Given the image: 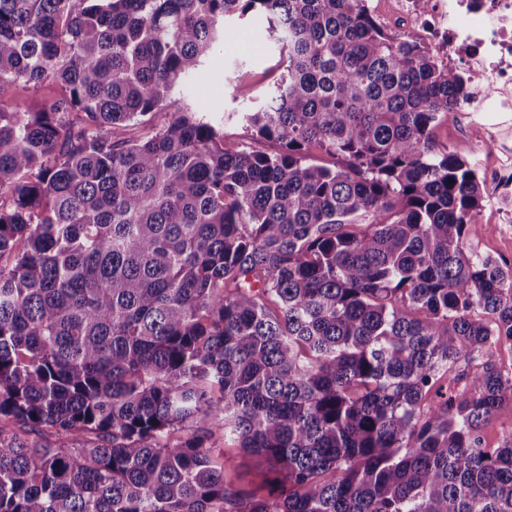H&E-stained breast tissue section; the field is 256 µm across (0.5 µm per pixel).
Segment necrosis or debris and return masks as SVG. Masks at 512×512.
<instances>
[{
    "label": "necrosis or debris",
    "mask_w": 512,
    "mask_h": 512,
    "mask_svg": "<svg viewBox=\"0 0 512 512\" xmlns=\"http://www.w3.org/2000/svg\"><path fill=\"white\" fill-rule=\"evenodd\" d=\"M370 9L383 28L459 64L494 111L512 109V0H371Z\"/></svg>",
    "instance_id": "4bbe7bcc"
}]
</instances>
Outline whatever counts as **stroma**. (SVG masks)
Returning <instances> with one entry per match:
<instances>
[{"instance_id": "obj_1", "label": "stroma", "mask_w": 512, "mask_h": 512, "mask_svg": "<svg viewBox=\"0 0 512 512\" xmlns=\"http://www.w3.org/2000/svg\"><path fill=\"white\" fill-rule=\"evenodd\" d=\"M266 22L251 15L231 20L225 40L235 53L216 48L205 67L185 85L179 98L171 99V110L187 104L200 105L210 119L223 127L224 146L230 150H271L269 142L252 138L242 121L246 112L256 111L264 102V92L272 81L271 66L279 51L271 42ZM436 148L464 145L483 179L485 206L479 216L478 231L466 242L467 250L491 257L500 265H512V212L502 209L500 199L512 195V177L504 163V147L512 146V112H485L472 118L450 112L433 131ZM231 465L225 480L240 498L268 496L281 474L264 458L245 453L235 443L223 447Z\"/></svg>"}]
</instances>
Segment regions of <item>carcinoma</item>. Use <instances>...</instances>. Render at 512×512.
<instances>
[{"label":"carcinoma","instance_id":"cac0c4a2","mask_svg":"<svg viewBox=\"0 0 512 512\" xmlns=\"http://www.w3.org/2000/svg\"><path fill=\"white\" fill-rule=\"evenodd\" d=\"M248 13L273 153L166 111ZM473 96L365 0H0V512H512V366H470L512 346V268L464 250L483 182L433 141ZM60 95V88L50 81L38 87L32 85L16 84L11 86L4 94L5 97L19 103L23 108L35 109L41 104L50 102ZM512 431V403L506 401L503 406L491 416L482 429L484 444L487 448H497L503 435ZM212 442L224 450V456L231 460V466L225 472V480L241 499L267 497L277 480L282 478L279 470L264 458L245 453L233 442L224 445L218 433Z\"/></svg>","mask_w":512,"mask_h":512}]
</instances>
